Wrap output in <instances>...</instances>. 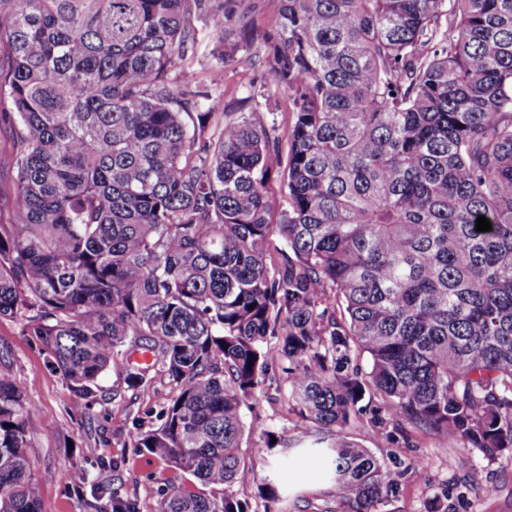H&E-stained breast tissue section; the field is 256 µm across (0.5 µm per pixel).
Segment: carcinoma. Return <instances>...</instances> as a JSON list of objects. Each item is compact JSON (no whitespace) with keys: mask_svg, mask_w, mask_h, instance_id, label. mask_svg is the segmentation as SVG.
Listing matches in <instances>:
<instances>
[{"mask_svg":"<svg viewBox=\"0 0 512 512\" xmlns=\"http://www.w3.org/2000/svg\"><path fill=\"white\" fill-rule=\"evenodd\" d=\"M233 2L0 0V318L80 399L119 358L133 388L161 368L176 393L132 448L200 487L160 512H248L243 408L276 380L342 512H395L399 474L350 426L512 453V0H276L275 33L227 43ZM194 16L215 35L203 104L169 76L194 64ZM256 46L285 132L263 93L224 111ZM33 413L0 363V512H40ZM275 452L302 463L280 433L250 448ZM260 495L277 512V486Z\"/></svg>","mask_w":512,"mask_h":512,"instance_id":"cac0c4a2","label":"carcinoma"}]
</instances>
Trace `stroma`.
I'll use <instances>...</instances> for the list:
<instances>
[{
  "mask_svg": "<svg viewBox=\"0 0 512 512\" xmlns=\"http://www.w3.org/2000/svg\"><path fill=\"white\" fill-rule=\"evenodd\" d=\"M275 0H242L224 21L227 37L241 26L257 34L276 27ZM264 88L271 103H284V92L266 84V72L257 56L242 55L224 76V108L240 112L249 107L253 88ZM8 352L10 370L20 383L34 414L25 424L28 452L35 474V491L41 512H105L107 499L93 500L64 477L67 469L88 472L91 483L136 498L140 512H157L161 491L184 482L182 472L149 455L133 452L130 438L136 429L157 424L156 414L173 397L175 389L161 372L138 388L127 387L121 363H111L100 380L95 400L83 403L68 391L58 371L29 336L20 321L0 319V349ZM245 444L267 431H286L309 442L312 428L288 411L285 392L268 390L249 401L244 410ZM355 441L384 461L418 459L427 464L426 480L412 472L400 479L397 512H425L426 502L447 491L453 512H512V454L488 456L441 438L413 433L412 447L403 448L378 440L370 431L356 427ZM465 467H456L458 459ZM316 464L278 471L282 512H337L335 492L316 475Z\"/></svg>",
  "mask_w": 512,
  "mask_h": 512,
  "instance_id": "stroma-1",
  "label": "stroma"
}]
</instances>
